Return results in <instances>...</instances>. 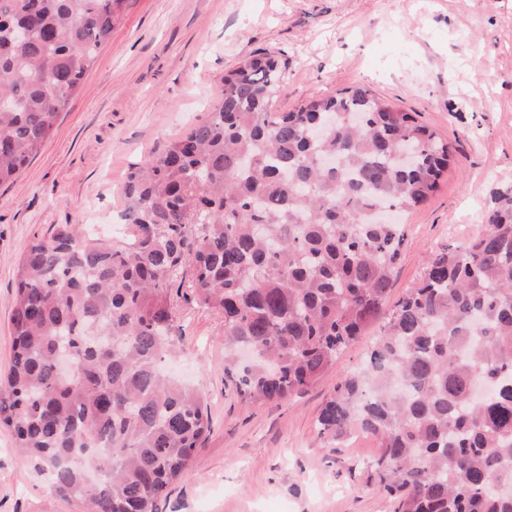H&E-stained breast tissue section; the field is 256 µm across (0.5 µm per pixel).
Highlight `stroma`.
Segmentation results:
<instances>
[{"instance_id": "stroma-1", "label": "stroma", "mask_w": 512, "mask_h": 512, "mask_svg": "<svg viewBox=\"0 0 512 512\" xmlns=\"http://www.w3.org/2000/svg\"><path fill=\"white\" fill-rule=\"evenodd\" d=\"M259 51L288 61L274 111L365 86L452 143L437 190L405 217L390 301L418 284L433 252L484 231L492 191L512 187V0H126L49 138L0 187V380L11 366L24 246L94 214L111 232L131 167L206 120L225 73ZM174 302L182 357L173 372L203 394L211 433L160 512H394L368 479L378 441L355 435L330 445L317 429L376 329L309 391L250 404L224 382L223 320L189 288ZM0 512L85 508L57 495L0 427Z\"/></svg>"}]
</instances>
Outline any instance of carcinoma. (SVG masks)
Returning a JSON list of instances; mask_svg holds the SVG:
<instances>
[{
  "label": "carcinoma",
  "mask_w": 512,
  "mask_h": 512,
  "mask_svg": "<svg viewBox=\"0 0 512 512\" xmlns=\"http://www.w3.org/2000/svg\"><path fill=\"white\" fill-rule=\"evenodd\" d=\"M124 2L0 0V186L50 136ZM285 68L264 52L224 74L210 117L128 173L114 236L56 224L23 248L0 425L87 512H159L211 431L203 397L164 373L186 284L225 345L251 352L224 360L245 402L308 391L381 322L320 435L379 442L370 480L395 512H512L487 489L512 485V189L385 312L401 217L451 146L363 86L275 112Z\"/></svg>",
  "instance_id": "obj_1"
}]
</instances>
